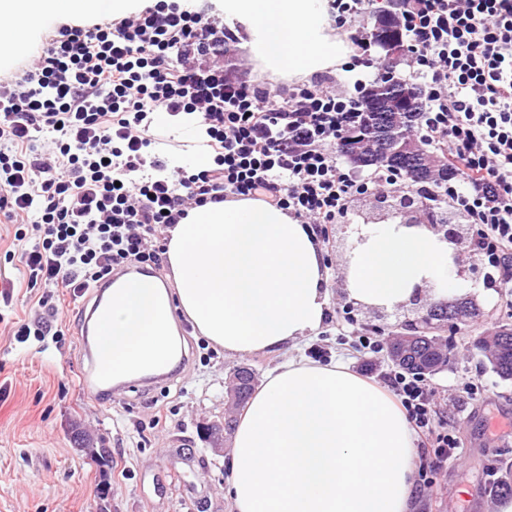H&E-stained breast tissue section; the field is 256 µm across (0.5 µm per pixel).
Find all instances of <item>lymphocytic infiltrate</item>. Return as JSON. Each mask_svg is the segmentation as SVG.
Wrapping results in <instances>:
<instances>
[{
  "mask_svg": "<svg viewBox=\"0 0 512 512\" xmlns=\"http://www.w3.org/2000/svg\"><path fill=\"white\" fill-rule=\"evenodd\" d=\"M402 36L423 85L421 129L457 175L435 195L482 225L477 245L512 281V0H401ZM209 7L154 0L121 17L51 24L40 50L0 78V223L28 285L80 294L122 266L163 262L189 209L250 198L303 224H332L353 196L395 185L345 173L338 138L356 92L321 75L281 92L224 73L234 40ZM195 115L214 164L169 170L151 116ZM435 465L456 457L434 391L382 374Z\"/></svg>",
  "mask_w": 512,
  "mask_h": 512,
  "instance_id": "obj_1",
  "label": "lymphocytic infiltrate"
}]
</instances>
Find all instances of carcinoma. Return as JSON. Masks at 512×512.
Instances as JSON below:
<instances>
[{
	"instance_id": "carcinoma-1",
	"label": "carcinoma",
	"mask_w": 512,
	"mask_h": 512,
	"mask_svg": "<svg viewBox=\"0 0 512 512\" xmlns=\"http://www.w3.org/2000/svg\"><path fill=\"white\" fill-rule=\"evenodd\" d=\"M372 39L382 49L392 41H402L400 25L393 16H375ZM395 65L385 62L386 76L374 82L364 99L360 101L358 120L344 132L346 141L340 143L339 150L349 160H355L363 167L384 168L397 175L410 176L414 184L444 185L448 177L455 172L448 168L445 160H439L435 167L429 165L431 151L422 148L416 154L406 155L395 151L396 145L405 134L416 132L422 105L417 103V85L394 77ZM498 347L501 352L497 357L494 372L503 380H512V326L499 331ZM448 367L449 361L439 362L431 350V344H423L407 355L398 366L419 375L432 373L436 366ZM239 380L242 381L238 393L239 404L248 400L252 388L249 383L255 380V371L242 367ZM82 450L94 462L100 471H106L111 463V451L104 443H96L90 438H81Z\"/></svg>"
}]
</instances>
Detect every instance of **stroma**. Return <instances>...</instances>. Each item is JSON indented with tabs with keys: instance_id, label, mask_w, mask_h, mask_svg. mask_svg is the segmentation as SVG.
<instances>
[{
	"instance_id": "obj_1",
	"label": "stroma",
	"mask_w": 512,
	"mask_h": 512,
	"mask_svg": "<svg viewBox=\"0 0 512 512\" xmlns=\"http://www.w3.org/2000/svg\"><path fill=\"white\" fill-rule=\"evenodd\" d=\"M342 225V224H341ZM340 224L326 225L319 240L329 268L330 311L318 336L301 355L325 352L344 359L353 372H387L386 353L368 355L358 345L373 333V311L348 310L340 275L347 238ZM15 225L0 223V512H96L100 472L78 452L76 432L105 441L112 450L109 481L112 512H232L224 496L231 478L230 445L212 446L208 424L224 417V382L234 367L253 368L257 380L289 358L288 352L238 358L200 336L181 314V341L192 353L166 386L136 387L113 397L86 392L80 331L92 297L62 301L58 315L40 307L42 288L28 287ZM479 284L487 292L481 316L451 336H485L512 325V288L503 287L491 264ZM51 319L58 336L18 342L19 324ZM444 406L442 419L460 448L455 459L432 471L429 443L417 438L416 473H432L431 485L413 492L415 512H494L501 498L491 492L501 467L512 464V381L501 380L482 357L459 352L445 370L427 377Z\"/></svg>"
}]
</instances>
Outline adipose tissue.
<instances>
[{"mask_svg": "<svg viewBox=\"0 0 512 512\" xmlns=\"http://www.w3.org/2000/svg\"><path fill=\"white\" fill-rule=\"evenodd\" d=\"M133 0H0V16L92 19ZM261 71L307 77L349 62L328 0H224ZM456 247L423 224L361 222L348 230V301L394 310L427 291L437 301L482 296L460 277ZM166 280L112 286L97 353L113 380L173 363L174 314L230 356L278 353L318 335L329 311L323 251L311 225L260 200L191 209L165 232ZM414 434L404 410L344 363L300 357L272 370L238 417L227 497L234 512H410Z\"/></svg>", "mask_w": 512, "mask_h": 512, "instance_id": "1", "label": "adipose tissue"}]
</instances>
